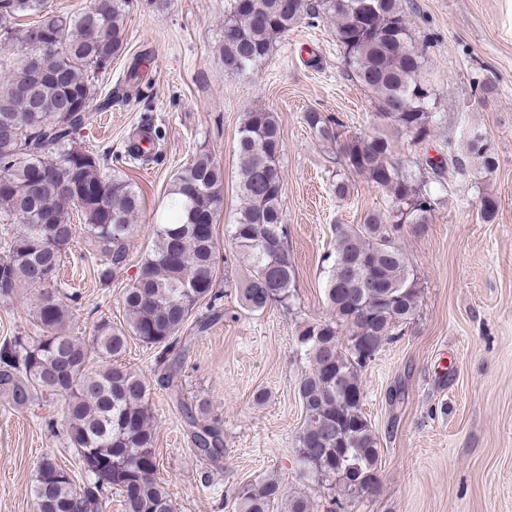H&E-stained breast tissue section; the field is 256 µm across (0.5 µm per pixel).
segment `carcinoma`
I'll return each instance as SVG.
<instances>
[{"label": "carcinoma", "mask_w": 512, "mask_h": 512, "mask_svg": "<svg viewBox=\"0 0 512 512\" xmlns=\"http://www.w3.org/2000/svg\"><path fill=\"white\" fill-rule=\"evenodd\" d=\"M132 0H101L77 15L46 7L45 0H0V44L9 54L0 77V223L23 231L0 245V298L22 287L41 289L34 335L0 344V398L12 409L61 398V424L85 472L78 485L58 476L47 454L32 485L36 512H106L104 491L120 492L124 512H173L166 485L156 478L154 416L146 379L115 364L133 335L157 350L163 380L178 387L177 361L170 360L179 333L204 302V327L220 314L219 252L214 224L223 206L224 171L212 153H197L175 174L168 214L155 225L154 250L137 267L122 295L126 326L102 319L87 343L69 333L74 300L61 280L64 258L78 233L98 246L91 260L106 286L130 263L138 231L139 191L127 179L109 175L83 149L82 137L98 106L97 72L126 49V18ZM36 15L35 27L52 48L35 52L31 28L18 22ZM325 17L351 75L371 93L381 129L350 135L342 121L323 112L305 113L314 133L340 146L343 172L333 184L338 197L350 191L348 174L367 176L391 198L386 218L366 216L361 224L340 225L330 261L325 299L332 317L298 325L295 343L307 362L298 383L306 422L297 439L300 474L339 488L354 501L377 485L379 445L363 409L362 371L399 335L419 306L422 288L399 243L404 226L430 223L436 198L429 184L445 173L473 167L475 177L495 167L492 149L478 131L459 143L448 140V158L412 162L396 156L393 130L423 146L433 130L436 93L423 76L426 46L415 33L401 0H230L224 14V71L231 75L261 68L301 21ZM242 36H230L233 29ZM152 57H138L124 75L134 95ZM165 139L160 127L142 128L123 159L143 164L158 156ZM281 132L274 113L256 108L245 115L235 151L239 158L240 207L231 225V243L251 268L235 285L242 309L290 308L295 269L288 252V228L281 197ZM417 170H408V163ZM78 213L82 223L71 222ZM107 362L94 369V360ZM195 447L210 458L224 454L217 422L193 432ZM152 459V469L141 463ZM282 497L276 478L249 483L238 492L234 512H271Z\"/></svg>", "instance_id": "1"}]
</instances>
